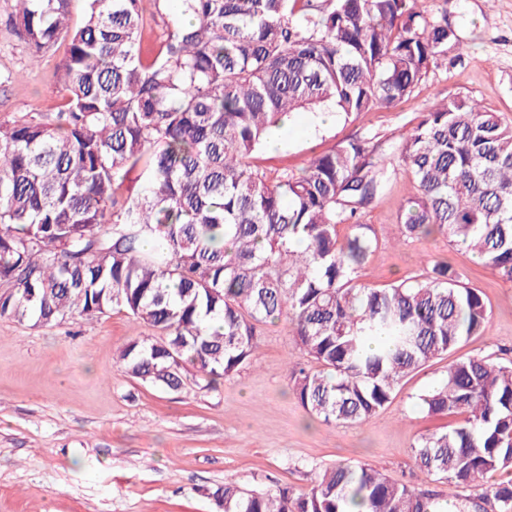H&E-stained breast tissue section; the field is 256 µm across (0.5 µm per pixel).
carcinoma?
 Here are the masks:
<instances>
[{
    "mask_svg": "<svg viewBox=\"0 0 512 512\" xmlns=\"http://www.w3.org/2000/svg\"><path fill=\"white\" fill-rule=\"evenodd\" d=\"M20 0L18 35L34 57L62 37L57 112L0 123V316L52 324L118 309L156 331L118 359L176 389L185 364L207 384L255 356L258 326L288 319L316 364L291 369L310 414L361 424L401 380L483 333L479 290L437 262L422 279L360 282L377 247L360 214L399 162L416 193L408 239L436 229L512 281V121L450 95L378 151L349 139L298 172L253 163L300 110L349 118L388 109L461 49L448 16L418 0H177L158 50L147 8L169 0ZM135 174V188L122 192ZM349 233L340 236V228ZM462 420L414 445L448 496L338 462L308 491L213 492L224 512H512V362L451 361L419 395Z\"/></svg>",
    "mask_w": 512,
    "mask_h": 512,
    "instance_id": "cac0c4a2",
    "label": "carcinoma"
}]
</instances>
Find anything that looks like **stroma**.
<instances>
[{
    "mask_svg": "<svg viewBox=\"0 0 512 512\" xmlns=\"http://www.w3.org/2000/svg\"><path fill=\"white\" fill-rule=\"evenodd\" d=\"M425 14L447 13L463 44L459 59L431 63L412 96L390 109L318 125L297 114L255 163L298 170L317 153L374 132L397 143L448 95L478 101L512 120V0H418ZM19 0H0V122L59 111L50 78L67 50L59 41L40 62L11 23ZM415 190L398 172L362 214L377 247L361 271L374 288L424 277L445 261L477 288L488 308L484 332L453 357L512 360V282L440 233L403 237L399 214ZM149 328L125 312L38 326L0 317V512H222L212 497L224 480L247 490L308 489L339 461L368 464L390 477L447 493L446 480L414 462L417 439L439 428L416 405L445 376L441 357L404 378L368 422L328 425L294 397L290 367L307 363L286 321L260 325L250 365L215 384L194 369L171 390L134 378L117 353Z\"/></svg>",
    "mask_w": 512,
    "mask_h": 512,
    "instance_id": "stroma-1",
    "label": "stroma"
}]
</instances>
